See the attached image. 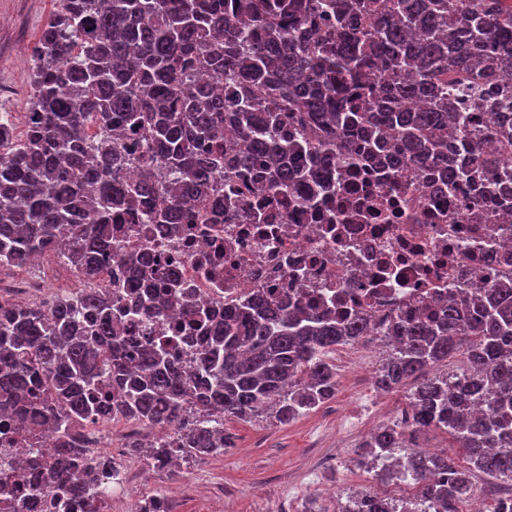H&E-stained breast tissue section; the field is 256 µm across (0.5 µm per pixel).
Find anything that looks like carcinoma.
<instances>
[{
	"mask_svg": "<svg viewBox=\"0 0 512 512\" xmlns=\"http://www.w3.org/2000/svg\"><path fill=\"white\" fill-rule=\"evenodd\" d=\"M31 50L30 112L15 139L0 113V270L54 250L87 287L52 304L0 307V406L21 424L56 432L52 485L95 512L89 497L99 457L74 446L81 428L113 412L170 426L149 444L124 447L160 467L227 445L224 429L185 425L187 393L202 416L251 421L267 413L286 425L336 393V347L366 335L358 318L339 325L316 308L237 310L198 353L186 376L163 345L130 353L112 293L91 287L112 255V210L142 206L150 224H174L229 167L265 172L273 195L309 188L303 203L336 193V169L363 160L431 169L440 188L480 182L479 202L512 180V162L487 153L486 140L512 147V0H59ZM195 68L209 79L190 89ZM475 112L492 115L477 129ZM237 133L224 153V123ZM149 157L126 171L141 139ZM170 205L150 207L157 194ZM155 277H172L133 261ZM400 340L380 368L389 391L409 378L417 432H440L468 466L444 455L411 453L414 493L437 512H462L470 472L512 481V283L430 321L396 327ZM453 355L463 379L427 376ZM485 405L478 416L473 406ZM405 443L401 425L363 442L361 459ZM448 474L434 486L432 474Z\"/></svg>",
	"mask_w": 512,
	"mask_h": 512,
	"instance_id": "1",
	"label": "carcinoma"
}]
</instances>
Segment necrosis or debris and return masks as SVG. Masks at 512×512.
Here are the masks:
<instances>
[{
    "label": "necrosis or debris",
    "instance_id": "4bbe7bcc",
    "mask_svg": "<svg viewBox=\"0 0 512 512\" xmlns=\"http://www.w3.org/2000/svg\"><path fill=\"white\" fill-rule=\"evenodd\" d=\"M268 197L263 179L252 174L241 181L230 215L220 191L198 224H133L114 215L116 247L99 287L130 308L152 294V283L131 265L148 250L211 316L208 327L188 326L178 302L163 316L128 320L129 335L166 344L171 361L187 371L225 314L301 302L340 320L365 318L369 334L347 349L366 362L394 348L401 322L437 316L448 297L512 279V225L499 223V203L472 209L465 194L432 192L428 173L346 168L336 177L335 196L314 209ZM144 430L142 422L106 414L87 427L84 445L95 451L107 439ZM54 445L50 428L21 435L14 413L0 412V482L13 488L0 494V512H53L46 478Z\"/></svg>",
    "mask_w": 512,
    "mask_h": 512
}]
</instances>
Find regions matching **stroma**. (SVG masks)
Returning <instances> with one entry per match:
<instances>
[{
  "label": "stroma",
  "mask_w": 512,
  "mask_h": 512,
  "mask_svg": "<svg viewBox=\"0 0 512 512\" xmlns=\"http://www.w3.org/2000/svg\"><path fill=\"white\" fill-rule=\"evenodd\" d=\"M56 8V0H0V110L23 111L30 91L29 48ZM333 358L337 386L328 402L285 425L265 417L226 420L231 448L184 460L176 472L156 470L149 482L132 478L114 508L130 512L160 495L169 512H337L360 489L346 468L362 435L337 429L336 417L357 410L365 396L348 378V355L337 352Z\"/></svg>",
  "instance_id": "1"
}]
</instances>
